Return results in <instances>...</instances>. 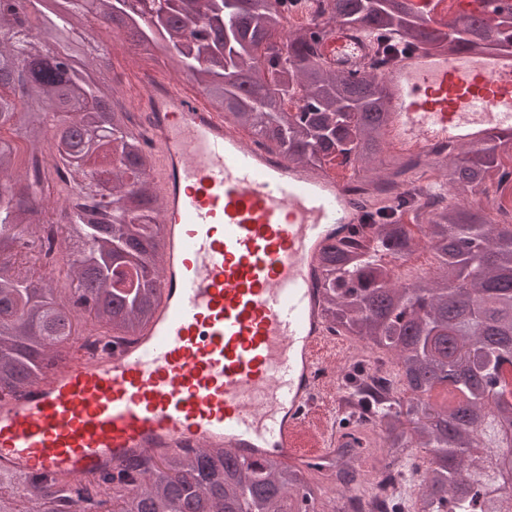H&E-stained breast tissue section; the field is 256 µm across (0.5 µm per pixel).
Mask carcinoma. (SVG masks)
Here are the masks:
<instances>
[{"label": "carcinoma", "instance_id": "obj_1", "mask_svg": "<svg viewBox=\"0 0 512 512\" xmlns=\"http://www.w3.org/2000/svg\"><path fill=\"white\" fill-rule=\"evenodd\" d=\"M128 0H20L0 8V128L15 127L29 166L40 163L46 132L56 158L82 177L77 198L66 200L71 236L86 242L67 277L87 279L98 296L89 314L106 332L135 338L152 319L158 297L160 222L147 173L151 159L130 126L132 118L113 98L102 69L91 76L85 59L82 19L90 14L130 32L145 52L164 42L177 68L189 72L205 96L239 127H259L262 145L288 161L321 167L339 157L363 168L382 151L385 94L378 74L338 76L323 63L315 34L331 22L361 26L374 38L399 35L421 50L446 44L480 50L512 45V13L498 0H476L478 16L438 28L424 17L401 19L380 0H330V9L288 40L280 37L288 0H147L138 14ZM66 60L65 64L58 60ZM299 101L297 111L286 107ZM279 107L271 110V102ZM512 134L472 149L461 148L444 168L441 190L428 192L435 205L423 224L387 220L414 207L408 193L368 212L373 245L363 252L335 240L321 248V303L330 331L356 336L388 359L392 387L373 402L370 425L382 453L398 461L385 512H502L503 500L490 471L499 452L512 454L496 432L498 417L512 416L501 368L512 363V224L499 229L472 192L508 172L498 151ZM14 142L0 136V243L36 246L47 212L41 182L17 167ZM426 237L438 261L433 274L401 283L388 258L412 251ZM55 281L35 279L13 263H0V388L18 393L55 348L64 327ZM453 379L436 389L434 376ZM485 413L486 427L471 415ZM410 448H434L422 466ZM474 485L459 498L462 475ZM34 501L33 512H311L316 499L305 469L271 456L239 468L221 448L128 460L120 473L47 480L0 471V512L19 509L18 486Z\"/></svg>", "mask_w": 512, "mask_h": 512}]
</instances>
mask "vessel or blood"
Listing matches in <instances>:
<instances>
[{
    "label": "vessel or blood",
    "mask_w": 512,
    "mask_h": 512,
    "mask_svg": "<svg viewBox=\"0 0 512 512\" xmlns=\"http://www.w3.org/2000/svg\"><path fill=\"white\" fill-rule=\"evenodd\" d=\"M372 44L361 27L337 23L321 51L348 75ZM380 79L386 153L431 164L441 148L512 133L511 48L420 50ZM136 104L165 229L155 318L131 342L45 359L26 389L0 399V467L88 476L186 448L292 462L306 442L334 455L340 413L316 402L329 329L314 260L359 222L348 176L247 140L182 81L146 82Z\"/></svg>",
    "instance_id": "b4317fda"
}]
</instances>
